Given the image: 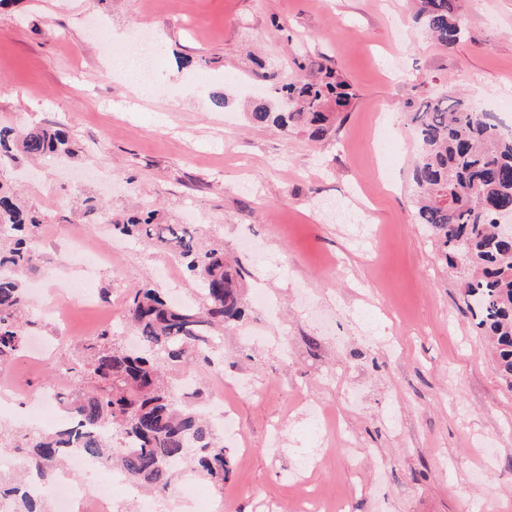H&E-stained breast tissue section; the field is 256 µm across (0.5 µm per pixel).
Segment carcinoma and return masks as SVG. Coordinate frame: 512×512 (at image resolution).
<instances>
[{
  "label": "carcinoma",
  "instance_id": "1",
  "mask_svg": "<svg viewBox=\"0 0 512 512\" xmlns=\"http://www.w3.org/2000/svg\"><path fill=\"white\" fill-rule=\"evenodd\" d=\"M458 3L418 0L415 13L416 23L449 49L462 37ZM318 72L322 76L276 87L279 109L259 103L250 120L286 133L297 128L313 141L323 140L354 94L333 69L320 65ZM407 108L417 135L411 172L417 221L435 238L446 264L463 267L464 303L494 343L496 371L512 388V232L497 222L498 214H512V135L503 134L493 113L477 110L463 97L431 98L417 107L409 101ZM14 148L32 158L74 154L62 128L0 127V151L9 154ZM101 210L96 197L83 200L87 223H98ZM40 223L36 212L0 192V228L9 229L0 233V266H9L8 274H0V364L16 358L24 346L26 323L19 313L25 297L14 275L34 265L32 229ZM113 229L158 243L179 257L196 280L202 303L174 306L154 288L135 291L127 320L140 350L127 351L105 330L70 368L90 383L70 401L80 426L71 442L99 468L121 470L159 497L173 486L179 462L219 486L230 472L226 448L193 405L174 401L162 377L192 351L204 353V362L211 363L210 328L244 316L242 275L220 249L197 247L185 225L158 224L152 211L132 215ZM99 426L109 429V438L95 433ZM14 450L22 478H0V496L12 498L16 512H46V499L30 498L23 478L35 473L51 480L64 469L67 454L60 434L28 435Z\"/></svg>",
  "mask_w": 512,
  "mask_h": 512
}]
</instances>
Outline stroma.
Masks as SVG:
<instances>
[{
  "instance_id": "obj_1",
  "label": "stroma",
  "mask_w": 512,
  "mask_h": 512,
  "mask_svg": "<svg viewBox=\"0 0 512 512\" xmlns=\"http://www.w3.org/2000/svg\"><path fill=\"white\" fill-rule=\"evenodd\" d=\"M100 19L123 48L152 30L158 80L179 99L131 89L87 33ZM465 34L440 46L410 0H16L0 9V126L68 127L77 153L17 155L0 166L42 222L47 249L20 279L62 301L66 325L30 306V335L53 341L47 361L0 365L12 396L0 431L48 432L22 403L56 382L100 332L127 336L133 293H168L164 251L118 239L111 219L143 207L162 224L188 215L194 241L237 260L246 318L218 333L225 374L252 394L220 391L189 364L244 443L225 439L222 489L197 476L220 512H297L306 496L347 512H512V389L467 312L454 270L417 224L410 176L415 136L407 101L459 91L498 109L512 88V0H466ZM190 66H183V59ZM335 68L355 97L330 136L251 123L245 89ZM226 98L224 107L212 94ZM32 174L30 181L17 170ZM103 172L105 181L95 179ZM95 195L104 223H85ZM360 391L349 401L346 387ZM316 401L320 418L308 416Z\"/></svg>"
}]
</instances>
